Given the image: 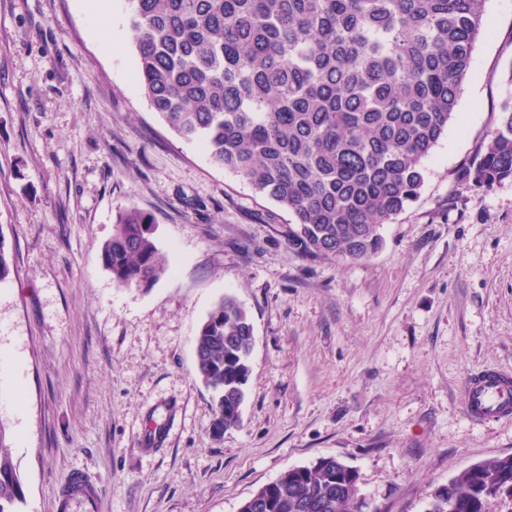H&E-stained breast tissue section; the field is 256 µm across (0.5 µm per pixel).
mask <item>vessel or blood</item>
I'll return each instance as SVG.
<instances>
[{
    "mask_svg": "<svg viewBox=\"0 0 512 512\" xmlns=\"http://www.w3.org/2000/svg\"><path fill=\"white\" fill-rule=\"evenodd\" d=\"M464 415L473 422L487 423L512 417V373L500 369H478L463 385ZM98 488L84 474L70 476L58 497L59 512H71L81 505L84 512H96Z\"/></svg>",
    "mask_w": 512,
    "mask_h": 512,
    "instance_id": "1",
    "label": "vessel or blood"
}]
</instances>
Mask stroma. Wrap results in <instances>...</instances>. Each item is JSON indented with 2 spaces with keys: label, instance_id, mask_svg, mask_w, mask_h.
<instances>
[{
  "label": "stroma",
  "instance_id": "obj_1",
  "mask_svg": "<svg viewBox=\"0 0 512 512\" xmlns=\"http://www.w3.org/2000/svg\"><path fill=\"white\" fill-rule=\"evenodd\" d=\"M454 122L420 197L370 259L305 260L288 212L152 112L125 0H0V424L23 512H57L70 474L97 512H239L333 456L375 512H425L449 477L512 455V420L462 414L479 367L512 371V179L458 182L512 94V0H487ZM152 213L170 270L118 286L99 252L119 210ZM235 297L254 328L242 421L210 436L195 346Z\"/></svg>",
  "mask_w": 512,
  "mask_h": 512
}]
</instances>
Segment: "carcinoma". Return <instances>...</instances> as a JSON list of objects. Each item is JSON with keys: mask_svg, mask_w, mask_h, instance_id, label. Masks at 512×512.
Listing matches in <instances>:
<instances>
[{"mask_svg": "<svg viewBox=\"0 0 512 512\" xmlns=\"http://www.w3.org/2000/svg\"><path fill=\"white\" fill-rule=\"evenodd\" d=\"M141 90L163 123L211 163L293 216L304 258L367 260L380 229L415 202L425 164L454 121L486 0H126ZM512 179V96L458 182L488 191ZM154 217L118 212L101 262L125 287L167 271ZM13 261L0 232V282ZM253 325L224 297L196 343L213 392L211 435L241 421ZM0 424V512H22L24 485ZM358 472L334 457L294 467L240 512H367ZM426 512H512V455L448 479Z\"/></svg>", "mask_w": 512, "mask_h": 512, "instance_id": "obj_1", "label": "carcinoma"}]
</instances>
